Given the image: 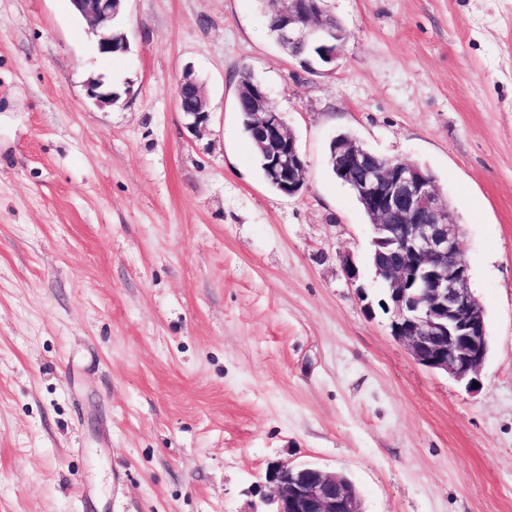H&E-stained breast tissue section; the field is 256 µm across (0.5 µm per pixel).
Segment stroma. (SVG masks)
I'll use <instances>...</instances> for the list:
<instances>
[{"label": "stroma", "instance_id": "1", "mask_svg": "<svg viewBox=\"0 0 512 512\" xmlns=\"http://www.w3.org/2000/svg\"><path fill=\"white\" fill-rule=\"evenodd\" d=\"M326 8L350 37L312 73L258 0H126L109 60L70 0H0V512H261L276 460L346 475L365 512H512V0ZM244 67L306 157L297 196L241 131ZM98 74L131 94L95 105ZM342 132L447 196L491 337L477 385L365 311ZM175 105L191 131L197 132L207 126L210 112L204 85L192 68H186L177 82Z\"/></svg>", "mask_w": 512, "mask_h": 512}]
</instances>
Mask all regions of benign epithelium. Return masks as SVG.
<instances>
[{
  "label": "benign epithelium",
  "mask_w": 512,
  "mask_h": 512,
  "mask_svg": "<svg viewBox=\"0 0 512 512\" xmlns=\"http://www.w3.org/2000/svg\"><path fill=\"white\" fill-rule=\"evenodd\" d=\"M126 0H71L75 14L96 37L98 54H126V34L116 35ZM277 45L291 59H303L318 72L336 62L348 37L324 15V0H272ZM98 106L120 98L101 75L85 84ZM175 105L188 129L207 126L210 112L203 83L193 69L183 71ZM236 107L249 114L253 134L264 150L271 177L283 194L305 186L306 162L297 140L265 88L256 81L239 85ZM336 171L351 185L372 216L375 275L387 293L390 331L415 361L472 385L486 361V321L468 283L469 267L460 257V227L429 171L400 159L380 158L356 140L333 143ZM271 512H363L358 491L335 472L306 464L273 461L265 474Z\"/></svg>",
  "instance_id": "1"
}]
</instances>
